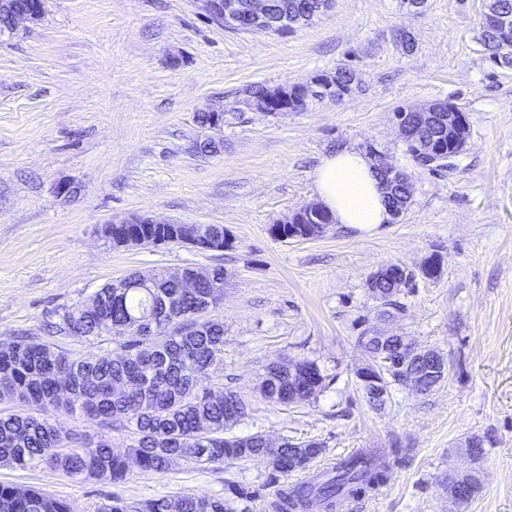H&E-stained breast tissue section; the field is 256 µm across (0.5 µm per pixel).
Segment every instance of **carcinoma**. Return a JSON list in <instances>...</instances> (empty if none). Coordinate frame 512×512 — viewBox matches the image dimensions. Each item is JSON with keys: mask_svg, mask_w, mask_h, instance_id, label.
I'll use <instances>...</instances> for the list:
<instances>
[{"mask_svg": "<svg viewBox=\"0 0 512 512\" xmlns=\"http://www.w3.org/2000/svg\"><path fill=\"white\" fill-rule=\"evenodd\" d=\"M324 0H267L274 15H302L311 22L323 14ZM481 42L490 56L507 58L501 51L500 37L490 29L481 32ZM354 81L349 71L326 75V83L317 93L331 100L349 91ZM391 205H406L409 197L405 184L391 181ZM133 237L171 236L168 227L152 224H125ZM137 279L134 273L112 281L100 291L105 303L86 310L80 306L64 311L57 323L59 331L81 339L99 337L102 331L112 333L140 319H153L159 328L173 327V336L166 349L164 366L151 361L141 352L144 336L119 337L121 353H106L96 358L72 359L60 350L35 339L14 342L13 348L0 350V387L8 397L37 406L41 411H63L69 415L96 418L108 429H132L135 439L125 455L113 451L107 439L94 443L78 437H61L60 429L49 417L28 413H0V464L19 469L50 467L74 480L120 483L127 479L129 461L135 460L143 471L165 473L171 460L178 458L198 466L232 464L268 453H276L281 465L275 470L274 482L280 485L267 502L268 512H335L342 498H362L378 491L391 476L390 461L373 449H365L336 460V464L311 479L290 484L288 455L292 443L285 441L278 448L269 447L263 434L246 437L227 434L224 422V401L210 398V391L201 386L202 377L222 361L224 323L215 314L219 302L212 303L207 325L196 329L192 308L194 298L185 297L184 323L170 325L168 316L152 305L154 291L179 293V288L165 278L163 271L153 273L151 288L130 286ZM412 277L392 286L384 283L387 304L404 310L399 301L402 289ZM304 385H322L323 376L313 361L302 362ZM149 377L148 394L134 387L117 395L113 386L119 380ZM260 394L278 404L288 403V375L267 377L259 383ZM229 495L183 496L181 512H238L237 504L250 502L258 492L237 483H227ZM165 497L127 502L111 498L98 512H165ZM0 512H74L73 505L39 489H21L0 483Z\"/></svg>", "mask_w": 512, "mask_h": 512, "instance_id": "obj_1", "label": "carcinoma"}]
</instances>
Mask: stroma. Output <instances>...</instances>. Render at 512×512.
Segmentation results:
<instances>
[{
	"mask_svg": "<svg viewBox=\"0 0 512 512\" xmlns=\"http://www.w3.org/2000/svg\"><path fill=\"white\" fill-rule=\"evenodd\" d=\"M482 11V0H424L416 10L333 0L281 37L213 22L200 0H46L38 25L0 36V341L32 336L75 358L113 353L112 337L79 340L53 325L130 273L223 267L224 360L204 385L245 401L231 435L315 439L329 460L408 448L378 493L337 512H512V64L481 44ZM339 69L355 75L341 100L313 98L280 118L250 103L252 85L304 84ZM431 102L456 105L469 124L455 168L435 173L411 160L394 117ZM210 109L225 112L224 148L202 156L192 146L207 132L195 117ZM369 144L409 176L401 217L370 230L332 223L309 240L271 234L317 202L313 172L326 154ZM63 181L76 194H59ZM141 216L223 225L227 245L104 243L102 226ZM433 253L439 276L417 279L404 311L382 316L369 276L391 263L417 268ZM374 326L439 349L447 379L424 395L392 387L385 406L371 408L355 371L358 338ZM303 359L317 363L321 391L293 405L260 395L269 364ZM54 419L119 451L133 440L86 417ZM474 435L485 479L459 510L443 479ZM271 472L263 459L181 462L104 484L0 465V482L98 512L111 497H221L227 482L259 487Z\"/></svg>",
	"mask_w": 512,
	"mask_h": 512,
	"instance_id": "stroma-1",
	"label": "stroma"
}]
</instances>
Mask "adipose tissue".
Listing matches in <instances>:
<instances>
[{"label":"adipose tissue","mask_w":512,"mask_h":512,"mask_svg":"<svg viewBox=\"0 0 512 512\" xmlns=\"http://www.w3.org/2000/svg\"><path fill=\"white\" fill-rule=\"evenodd\" d=\"M313 180L319 200L334 222L366 229L391 221L385 189L364 152L344 148L325 156Z\"/></svg>","instance_id":"obj_1"}]
</instances>
